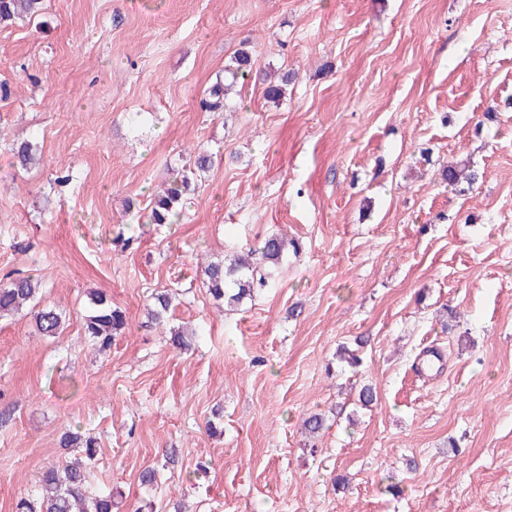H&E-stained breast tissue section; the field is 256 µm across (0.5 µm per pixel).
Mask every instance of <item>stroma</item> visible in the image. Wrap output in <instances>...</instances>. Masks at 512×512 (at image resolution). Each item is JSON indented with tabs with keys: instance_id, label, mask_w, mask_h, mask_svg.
<instances>
[{
	"instance_id": "obj_1",
	"label": "stroma",
	"mask_w": 512,
	"mask_h": 512,
	"mask_svg": "<svg viewBox=\"0 0 512 512\" xmlns=\"http://www.w3.org/2000/svg\"><path fill=\"white\" fill-rule=\"evenodd\" d=\"M244 45L233 112L209 111ZM273 69L295 74L277 106ZM21 140L41 156L25 171ZM201 152L179 223H148ZM460 160L483 180L442 184ZM277 232L301 253L215 301L198 259ZM19 273L66 325L0 318V512L73 427L97 442L89 494L121 512H512V0H45L0 25V279ZM94 288L128 318L104 353L82 327ZM244 46L236 50L225 65L224 80L217 79L216 83L210 88L211 100L208 102V107L213 112L219 109L229 110L231 105L228 101V94L232 92L240 80L245 81L252 74L254 64L252 54Z\"/></svg>"
}]
</instances>
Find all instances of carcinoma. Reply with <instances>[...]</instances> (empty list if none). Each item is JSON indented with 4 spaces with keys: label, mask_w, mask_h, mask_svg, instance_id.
<instances>
[{
    "label": "carcinoma",
    "mask_w": 512,
    "mask_h": 512,
    "mask_svg": "<svg viewBox=\"0 0 512 512\" xmlns=\"http://www.w3.org/2000/svg\"><path fill=\"white\" fill-rule=\"evenodd\" d=\"M43 0H0V22L15 17H33L42 10ZM253 59L249 49L242 47L235 51L224 67V78L216 81L209 91L208 107L211 111L229 110L228 94L236 84L252 74ZM293 80L289 71L282 72L280 80L270 81L264 89L266 101L280 104L285 98L288 85ZM17 163L28 167L36 161L34 145L30 141L11 145ZM211 167V155L200 153L195 156L192 166L182 171L180 183L157 194L150 202L148 219L156 225L176 224L185 207L186 195L191 192L193 182ZM480 174L466 162L448 166L442 170L441 180L450 186L461 181L474 185ZM299 254L301 247L296 241H288L279 234H270L258 246L234 256L229 260L217 258L200 263L203 284L212 297L223 300L230 307H237L253 296L255 290L268 284L269 270L281 264L288 250ZM40 284L31 275L17 276L0 283V316L33 312L38 333L56 337L66 317L54 307H37ZM89 307L84 316V332L102 350L111 348L116 337L126 329L125 311L112 304V298L103 290L88 292ZM172 301L168 293L159 291L151 295L148 315L157 322L166 320ZM62 446L73 450L81 449V456L65 464L48 468L39 478L40 492L20 499L16 512H113L117 508L111 492L91 496L86 490L87 466L97 455L96 441L76 430L65 433Z\"/></svg>",
    "instance_id": "carcinoma-1"
}]
</instances>
